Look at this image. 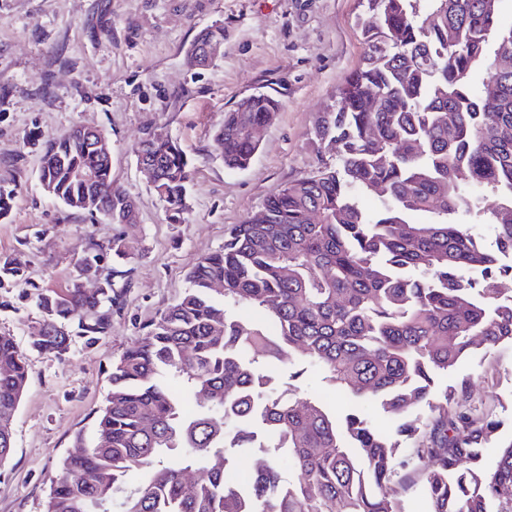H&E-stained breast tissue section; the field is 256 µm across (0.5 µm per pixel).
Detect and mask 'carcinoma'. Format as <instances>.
<instances>
[{
  "label": "carcinoma",
  "mask_w": 512,
  "mask_h": 512,
  "mask_svg": "<svg viewBox=\"0 0 512 512\" xmlns=\"http://www.w3.org/2000/svg\"><path fill=\"white\" fill-rule=\"evenodd\" d=\"M501 2L367 0L362 64L311 131L336 164L269 195L263 222L235 225L224 250L191 269L182 297L112 365L95 434L77 435L44 512H403L388 491L399 468L418 477L431 512H512L502 421L469 403L466 380L434 391L435 376L476 347L512 346V295L498 287L512 277L502 264L512 256V23H500ZM279 106L255 93L224 113L212 136L224 167L249 166L260 145L251 129ZM141 143L162 201L182 211L191 169L180 145ZM39 172L69 209L127 222L128 196L80 128L44 142ZM366 192L379 200L371 213L358 205ZM474 220L494 229L495 248L468 230ZM109 250L119 247L91 243L78 264ZM109 274L98 297L75 276L38 294L45 329L30 349L63 360L109 335L126 272ZM295 355L332 389L380 402L399 420L395 437L358 410L339 419L320 399L279 391L270 367ZM26 386V353L0 335L1 420ZM492 443L498 461L486 470ZM12 448L1 426L0 468ZM235 448L256 459L245 486L230 479ZM193 468L204 478L188 483Z\"/></svg>",
  "instance_id": "cac0c4a2"
}]
</instances>
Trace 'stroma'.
Masks as SVG:
<instances>
[{"label":"stroma","instance_id":"obj_1","mask_svg":"<svg viewBox=\"0 0 512 512\" xmlns=\"http://www.w3.org/2000/svg\"><path fill=\"white\" fill-rule=\"evenodd\" d=\"M366 11L362 0H0V187L14 192L0 216V266L21 276L0 288V335L28 350L0 512H43L77 434H94L113 363L183 295L188 272L223 248L234 225L315 169L310 132L361 63L356 18ZM215 23L224 26L223 57L209 69L188 65L186 48ZM257 92L281 107L250 166L226 169L211 154L212 135L226 111ZM80 125L107 136L112 180L135 199V223L73 212L43 192V141ZM150 132L175 138L192 163L181 213L154 194L137 164ZM91 242L127 254L111 334L62 361L29 350L38 292L65 287ZM462 379L473 384L471 402L512 435V348L477 352L438 375L435 388Z\"/></svg>","mask_w":512,"mask_h":512}]
</instances>
